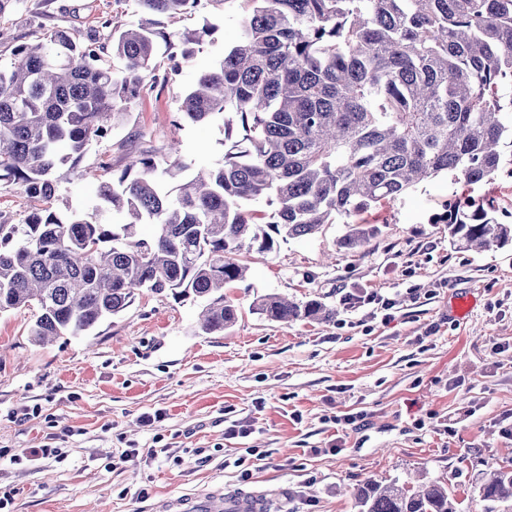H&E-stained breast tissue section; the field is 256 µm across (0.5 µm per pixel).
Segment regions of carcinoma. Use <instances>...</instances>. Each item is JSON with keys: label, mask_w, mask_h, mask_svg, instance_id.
<instances>
[{"label": "carcinoma", "mask_w": 512, "mask_h": 512, "mask_svg": "<svg viewBox=\"0 0 512 512\" xmlns=\"http://www.w3.org/2000/svg\"><path fill=\"white\" fill-rule=\"evenodd\" d=\"M221 2L136 0V20L102 23L104 44L55 28L0 65V185H21L32 203L19 224L0 214V314L33 309L34 342L81 336L143 290L206 300L200 330L222 332L237 321L224 287L245 281L242 253L270 252L338 216L377 214L430 178L491 185L505 167L512 0H250L237 41L197 73L174 121H221L227 133L239 124L242 139L200 163L176 140L163 156L138 150L92 187L87 208L60 216L58 171L76 168L157 82L160 44L178 76L215 32L170 34L155 17ZM107 51L121 68L104 62ZM169 177L181 179L174 197ZM260 200L271 213L250 209ZM446 224L458 249L512 243L490 199L449 207ZM378 231L355 222L340 246L354 252ZM253 310L283 324L336 317L322 301L277 293ZM479 492L512 512V459L484 473ZM354 498L358 512H460L437 481L368 478Z\"/></svg>", "instance_id": "cac0c4a2"}]
</instances>
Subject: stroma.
<instances>
[{"label": "stroma", "instance_id": "stroma-1", "mask_svg": "<svg viewBox=\"0 0 512 512\" xmlns=\"http://www.w3.org/2000/svg\"><path fill=\"white\" fill-rule=\"evenodd\" d=\"M135 9V0H19L0 14V60L44 30L84 35ZM250 10L249 0H226L164 20L170 32L212 23L215 43L176 80L146 88L129 120L92 143L79 174L60 180L55 209L86 207L92 179L120 173L129 152L162 153L176 138L185 158H218L240 139L220 124L174 121L184 88L236 41ZM457 196L494 198L499 221L512 225V178L467 190L436 177L386 208L357 252L339 246L340 217L247 254L246 281L224 290L238 319L223 332L196 330L202 300L146 292L85 335L44 347L28 336L33 311L1 315L0 497L10 512H167L170 498L238 487L264 492L267 512H356L358 483L410 473L447 484L462 512H485L484 473L512 459V244L451 246L441 218ZM268 293L321 300L336 318L267 320L252 304ZM461 296L472 304L457 317L451 303ZM353 413L362 421L345 422ZM235 423L251 434H229ZM45 446L56 455L14 458ZM132 448L138 457L122 461Z\"/></svg>", "mask_w": 512, "mask_h": 512}]
</instances>
